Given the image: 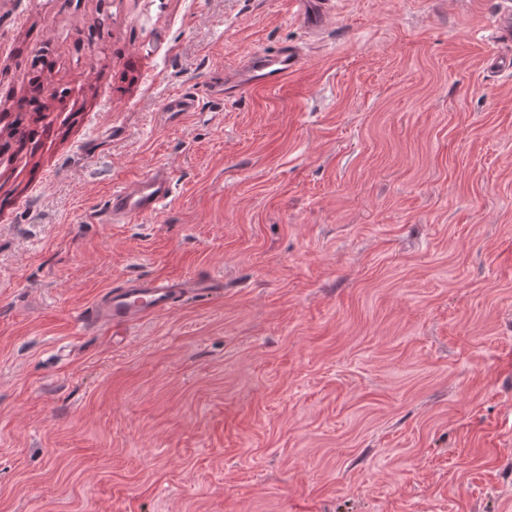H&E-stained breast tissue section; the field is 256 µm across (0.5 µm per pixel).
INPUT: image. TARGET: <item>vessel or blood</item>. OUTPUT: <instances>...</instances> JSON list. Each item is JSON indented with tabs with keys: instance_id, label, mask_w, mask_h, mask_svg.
Here are the masks:
<instances>
[{
	"instance_id": "1",
	"label": "vessel or blood",
	"mask_w": 512,
	"mask_h": 512,
	"mask_svg": "<svg viewBox=\"0 0 512 512\" xmlns=\"http://www.w3.org/2000/svg\"><path fill=\"white\" fill-rule=\"evenodd\" d=\"M303 25L308 30L321 31L330 10L331 0H292ZM305 63L297 47L285 46L274 53H251L235 76L215 85L224 98L238 97L245 90H265L282 87L289 76L300 71ZM173 180L166 167L159 166L138 179L132 189H116L109 195L99 215L105 224L131 223L157 215L173 195ZM214 279L201 277L184 279L129 278L107 289L79 317L82 324L107 326L113 335H123L125 329L142 320L173 310L187 293L205 294L215 289Z\"/></svg>"
}]
</instances>
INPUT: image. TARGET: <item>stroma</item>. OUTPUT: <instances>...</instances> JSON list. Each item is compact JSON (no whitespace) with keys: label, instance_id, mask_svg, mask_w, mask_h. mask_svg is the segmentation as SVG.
Wrapping results in <instances>:
<instances>
[{"label":"stroma","instance_id":"1","mask_svg":"<svg viewBox=\"0 0 512 512\" xmlns=\"http://www.w3.org/2000/svg\"><path fill=\"white\" fill-rule=\"evenodd\" d=\"M501 2L0 0V112L56 92L0 150V512H512ZM284 45L283 88L212 92ZM160 164L158 215L98 223ZM164 275L224 291L79 327ZM303 25L313 32L321 31L330 10V0H292Z\"/></svg>","mask_w":512,"mask_h":512}]
</instances>
